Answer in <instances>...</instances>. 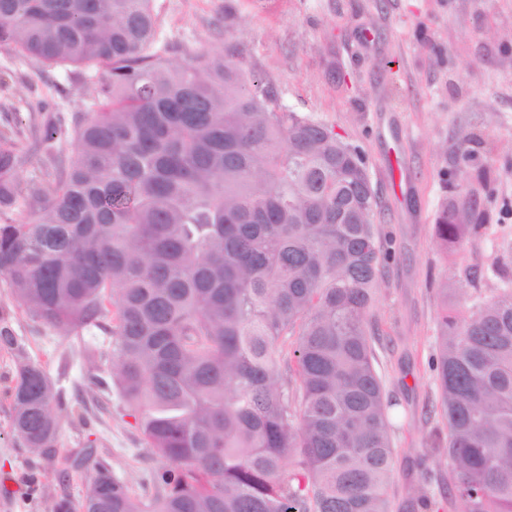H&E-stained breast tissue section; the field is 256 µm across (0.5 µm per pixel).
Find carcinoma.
<instances>
[{
	"mask_svg": "<svg viewBox=\"0 0 512 512\" xmlns=\"http://www.w3.org/2000/svg\"><path fill=\"white\" fill-rule=\"evenodd\" d=\"M160 34L155 0H0V48L97 78L74 158L52 123L36 140L48 186L21 195L0 137V277L66 335L114 321L110 376L168 462L143 499L98 462L97 496L56 512H426L430 483L392 493L370 312L393 255L362 152L222 53L171 59ZM484 221L463 187L436 235L459 247ZM492 271L465 315L441 290L431 360L437 486L464 512H512V278L500 257ZM0 347L16 354L13 433L54 447L61 394L6 325Z\"/></svg>",
	"mask_w": 512,
	"mask_h": 512,
	"instance_id": "cac0c4a2",
	"label": "carcinoma"
}]
</instances>
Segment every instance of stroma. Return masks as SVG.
<instances>
[{
  "instance_id": "35a3bbf8",
  "label": "stroma",
  "mask_w": 512,
  "mask_h": 512,
  "mask_svg": "<svg viewBox=\"0 0 512 512\" xmlns=\"http://www.w3.org/2000/svg\"><path fill=\"white\" fill-rule=\"evenodd\" d=\"M171 57L202 50L237 51L273 89L278 105L334 128L362 151L380 202L375 222L394 252L378 285L372 321L381 336L379 373L399 404L393 486L443 470L431 455L435 420L428 362L440 313L439 288L466 287L474 273L495 288L488 267L502 240H512V0H157ZM80 69L10 70L0 50V128L18 126L23 142L43 119L27 100L48 92L65 120L92 104ZM477 138L469 161L457 159L461 133ZM484 175L487 229L455 254L434 227L464 177ZM0 318L32 361L65 374L66 403L52 456L30 451L11 430L16 358L0 349V512H51L82 495L92 468L72 470L93 447L134 494L152 487L164 459L152 455L115 385L99 391L107 407L85 414L75 384L108 376L111 337L94 329L83 343L94 360L57 330L33 322L0 279Z\"/></svg>"
}]
</instances>
